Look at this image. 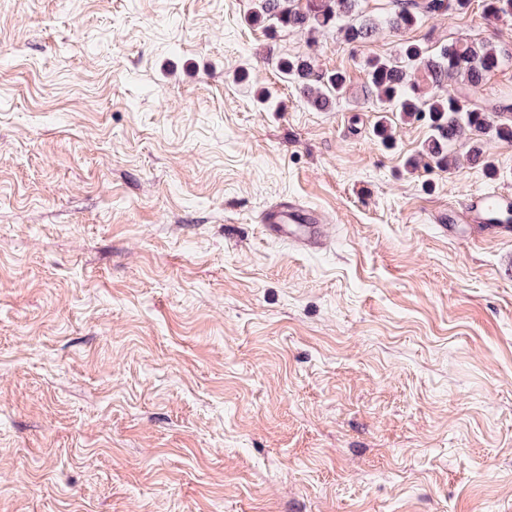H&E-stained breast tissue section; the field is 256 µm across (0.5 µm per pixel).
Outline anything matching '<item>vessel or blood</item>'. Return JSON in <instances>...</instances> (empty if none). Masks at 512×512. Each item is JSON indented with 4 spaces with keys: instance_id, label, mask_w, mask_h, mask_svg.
Listing matches in <instances>:
<instances>
[{
    "instance_id": "1",
    "label": "vessel or blood",
    "mask_w": 512,
    "mask_h": 512,
    "mask_svg": "<svg viewBox=\"0 0 512 512\" xmlns=\"http://www.w3.org/2000/svg\"><path fill=\"white\" fill-rule=\"evenodd\" d=\"M452 224H486L498 234L512 233V199L502 192L488 190L470 195L460 209L451 211ZM264 231L283 242L319 243L323 240L322 219L318 212L296 202H280L260 216Z\"/></svg>"
}]
</instances>
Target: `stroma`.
Returning a JSON list of instances; mask_svg holds the SVG:
<instances>
[{
    "label": "stroma",
    "instance_id": "1",
    "mask_svg": "<svg viewBox=\"0 0 512 512\" xmlns=\"http://www.w3.org/2000/svg\"><path fill=\"white\" fill-rule=\"evenodd\" d=\"M257 0H0V512H512V236L437 216L512 193L420 158L367 63L400 43L504 55L481 0L350 44ZM347 77L332 109L284 56ZM269 91L267 104L258 88ZM293 199L326 243L266 235Z\"/></svg>",
    "mask_w": 512,
    "mask_h": 512
}]
</instances>
